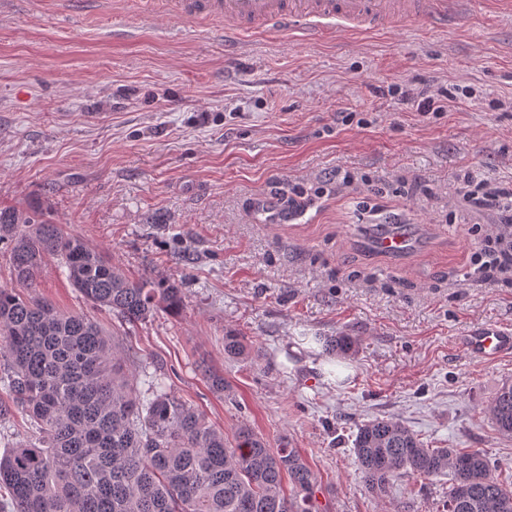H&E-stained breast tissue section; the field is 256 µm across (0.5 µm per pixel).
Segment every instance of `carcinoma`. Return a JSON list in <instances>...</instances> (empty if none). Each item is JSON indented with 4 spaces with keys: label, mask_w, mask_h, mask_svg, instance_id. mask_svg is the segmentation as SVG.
Wrapping results in <instances>:
<instances>
[{
    "label": "carcinoma",
    "mask_w": 512,
    "mask_h": 512,
    "mask_svg": "<svg viewBox=\"0 0 512 512\" xmlns=\"http://www.w3.org/2000/svg\"><path fill=\"white\" fill-rule=\"evenodd\" d=\"M0 243L11 276L0 285V383L10 399L0 402V422L17 408L39 430L0 456V512H313L318 477L297 449L273 448L248 425L229 443L162 378L141 392L96 322L17 291L36 287L52 256L87 301L133 326L161 307L180 309L183 289L129 278L39 208H0ZM246 350L245 337L224 334L225 355ZM489 412L496 430L512 437L511 382ZM353 451L378 497L400 475L447 476L446 512H512V484L498 481L481 451L430 448L392 418L360 424Z\"/></svg>",
    "instance_id": "carcinoma-1"
}]
</instances>
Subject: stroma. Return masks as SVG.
<instances>
[{
  "label": "stroma",
  "mask_w": 512,
  "mask_h": 512,
  "mask_svg": "<svg viewBox=\"0 0 512 512\" xmlns=\"http://www.w3.org/2000/svg\"><path fill=\"white\" fill-rule=\"evenodd\" d=\"M0 0V207H40L127 275L176 281L179 312L124 331L47 259L35 295L118 333L131 367L234 436L247 424L297 449L320 480L319 512H436L448 480L403 476L386 497L355 463L359 424L400 421L432 448L479 449L512 482V438L488 409L512 354L470 355L463 336L512 331V277L465 279L489 211L460 208L473 176L512 188V10L462 0L425 21L309 38L224 33L218 20L146 15L139 0L66 12ZM455 107L398 110L385 87ZM386 188L338 185L336 170ZM303 186L283 224L259 201ZM401 217L415 251H373ZM248 355L224 354V334ZM352 336L349 355L321 337ZM224 375L210 389L204 367Z\"/></svg>",
  "instance_id": "35a3bbf8"
}]
</instances>
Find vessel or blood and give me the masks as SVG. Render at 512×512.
<instances>
[{
    "label": "vessel or blood",
    "instance_id": "1",
    "mask_svg": "<svg viewBox=\"0 0 512 512\" xmlns=\"http://www.w3.org/2000/svg\"><path fill=\"white\" fill-rule=\"evenodd\" d=\"M184 18L223 19L229 34L239 36L257 29L285 33L301 26L316 29L371 30L392 22L427 20L444 27L456 12L458 0H168ZM378 253L399 256L412 251L415 241L404 231L376 235ZM467 351L478 357L512 353V333L498 327L470 332L463 338Z\"/></svg>",
    "mask_w": 512,
    "mask_h": 512
}]
</instances>
